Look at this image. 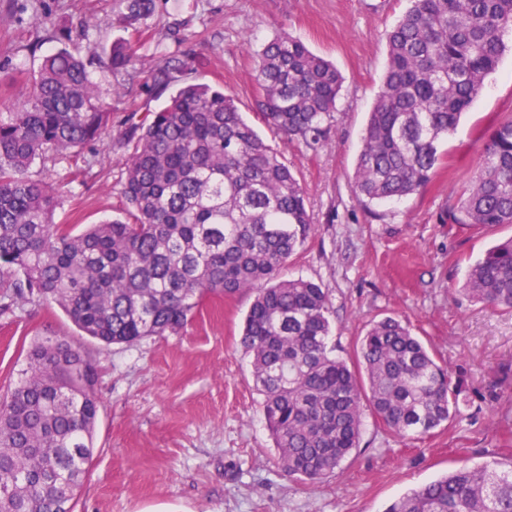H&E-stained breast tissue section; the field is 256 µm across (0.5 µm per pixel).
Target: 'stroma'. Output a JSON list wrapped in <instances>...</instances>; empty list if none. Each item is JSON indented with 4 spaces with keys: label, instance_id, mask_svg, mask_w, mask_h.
<instances>
[{
    "label": "stroma",
    "instance_id": "obj_1",
    "mask_svg": "<svg viewBox=\"0 0 512 512\" xmlns=\"http://www.w3.org/2000/svg\"><path fill=\"white\" fill-rule=\"evenodd\" d=\"M408 0H164L136 29L122 27L111 0H28L16 12L0 0V113L13 111L44 55L60 49L40 31L45 11L84 24L77 48L90 67L112 128L86 154V176L53 156L34 178L62 186L55 213L75 232L122 216L124 154L113 142L132 109H160L140 80L112 72L103 45L124 39L144 66L190 53V83L223 87L244 119L275 149L304 188L315 231L288 261L284 278H303L329 295L336 356L354 361L369 323L406 320L466 397L451 426L417 440L400 438L365 415L361 444L335 475L317 484L288 476L278 463L261 411L251 359L239 344L253 300L246 291L205 301L178 332L102 346L81 335L60 307L26 296L0 309V398L26 366L31 343L61 336L97 370L96 453L74 512H384L403 493L448 471L512 458V313L491 311L458 291L471 263L512 225L477 230L445 222L476 168L486 137L512 120V48L441 148V162L419 193L384 203L353 190L357 154L386 69L384 33ZM332 61L343 77L333 129L319 152L267 128L256 113L254 53L279 30Z\"/></svg>",
    "mask_w": 512,
    "mask_h": 512
}]
</instances>
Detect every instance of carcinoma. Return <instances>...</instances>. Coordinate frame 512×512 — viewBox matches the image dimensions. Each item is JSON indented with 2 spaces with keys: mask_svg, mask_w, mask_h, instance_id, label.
<instances>
[{
  "mask_svg": "<svg viewBox=\"0 0 512 512\" xmlns=\"http://www.w3.org/2000/svg\"><path fill=\"white\" fill-rule=\"evenodd\" d=\"M158 0H118L126 27ZM512 33V0H410L385 34L388 62L358 152L355 193L367 202L424 188L439 143L456 129ZM72 43L85 27L64 21ZM109 67L142 77L158 111H130L115 140L124 220L76 234L54 221L62 190L32 178L50 154L80 158L112 123L88 67L67 48L42 58L33 88L0 119V293L55 303L108 346L178 332L203 299L254 293L240 343L251 357L267 427L288 475L317 483L359 447L365 412L402 438L423 437L459 413L460 390L408 324L386 316L360 338L358 367L332 355L330 301L316 283L282 279L314 231L305 192L281 155L242 118L224 88L182 82L187 55L141 66L130 43L103 49ZM258 113L271 130L317 153L343 79L286 31L256 53ZM448 220L512 224V121L488 137ZM461 291L512 311V238L485 251ZM83 351L61 337L33 342L17 386L0 401V512H73L94 455L99 400ZM387 512H512V459L462 466L413 489Z\"/></svg>",
  "mask_w": 512,
  "mask_h": 512,
  "instance_id": "cac0c4a2",
  "label": "carcinoma"
}]
</instances>
